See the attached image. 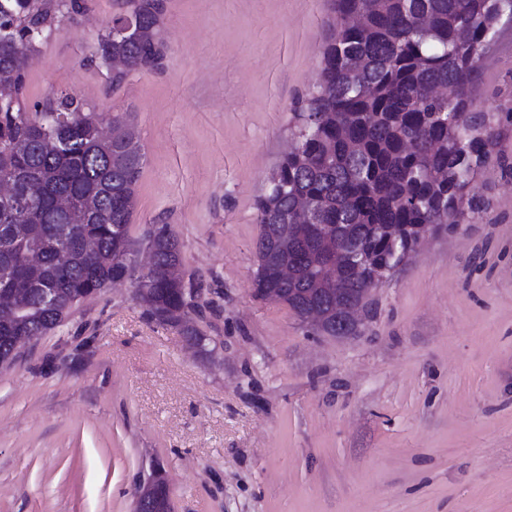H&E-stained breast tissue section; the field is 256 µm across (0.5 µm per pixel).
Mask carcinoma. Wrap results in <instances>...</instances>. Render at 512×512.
<instances>
[{
	"mask_svg": "<svg viewBox=\"0 0 512 512\" xmlns=\"http://www.w3.org/2000/svg\"><path fill=\"white\" fill-rule=\"evenodd\" d=\"M124 2L96 40L100 66L110 68L114 55L125 62L112 70L114 85L165 48L159 0ZM331 2L319 81L256 203L255 274L265 291L254 297L287 305L303 324L316 312L319 333L353 336L361 321L341 306L357 302L378 271L399 267L416 227H455L484 207L471 185L491 156L498 119L477 109L473 80L501 21L512 18V0ZM84 8L83 0H0V71L15 76L13 99L0 111V182L8 185L0 193V291L29 289L24 319L0 318L3 364L13 361L11 338L53 330L120 276L150 317L201 342L189 326L195 296L179 241L165 226L138 242L129 234L145 162L131 115L87 110L70 95L39 112L21 107L25 60L41 48L27 32ZM432 86L450 95L430 98ZM62 198L69 209L59 208ZM301 199L317 206L318 222H293ZM324 235L345 259L334 288ZM141 249L153 258L148 268L134 260ZM283 266L293 275L279 278Z\"/></svg>",
	"mask_w": 512,
	"mask_h": 512,
	"instance_id": "obj_1",
	"label": "carcinoma"
}]
</instances>
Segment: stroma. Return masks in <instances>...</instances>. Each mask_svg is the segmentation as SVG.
<instances>
[{
    "instance_id": "obj_1",
    "label": "stroma",
    "mask_w": 512,
    "mask_h": 512,
    "mask_svg": "<svg viewBox=\"0 0 512 512\" xmlns=\"http://www.w3.org/2000/svg\"><path fill=\"white\" fill-rule=\"evenodd\" d=\"M120 0H87L20 95L132 113L129 233L180 242L202 347L131 283L0 366V512H133L153 465L172 512H512V23L475 77L496 113L485 209L376 288L354 336L254 299L256 202L313 90L328 0H163L159 65L91 63Z\"/></svg>"
}]
</instances>
